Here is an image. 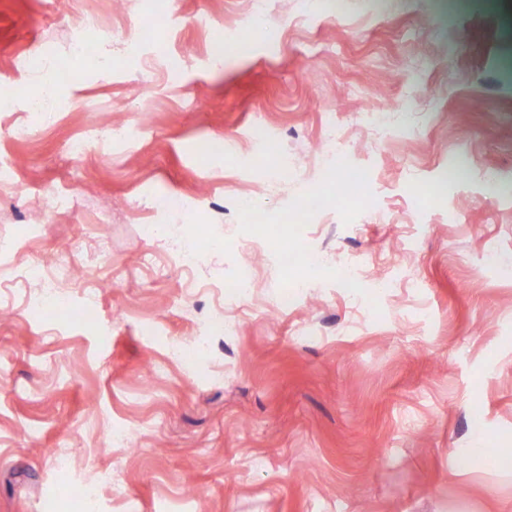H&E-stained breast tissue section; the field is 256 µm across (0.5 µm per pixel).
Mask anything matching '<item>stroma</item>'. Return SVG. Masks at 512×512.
<instances>
[{
  "label": "stroma",
  "instance_id": "stroma-1",
  "mask_svg": "<svg viewBox=\"0 0 512 512\" xmlns=\"http://www.w3.org/2000/svg\"><path fill=\"white\" fill-rule=\"evenodd\" d=\"M153 7L0 0V168L24 187L0 195V279L49 260L62 283L0 323V512H82L100 470L96 512H512L488 462L512 448V0H173L141 33ZM87 12L111 69L72 52ZM108 110L139 138L72 159ZM332 122L344 149L315 154ZM49 186L74 205L40 223ZM345 255L369 262L350 292ZM103 260L94 293L65 274ZM240 275V311L185 353L200 288ZM82 26L96 27L105 36L111 34L112 30L114 29V28H112V26L107 25L101 18H99L95 15L87 16L83 25L79 26L75 31H73L72 35H71L72 50L75 54L80 55V56L91 55L87 52L85 44H84L83 32H82V30H80Z\"/></svg>",
  "mask_w": 512,
  "mask_h": 512
}]
</instances>
